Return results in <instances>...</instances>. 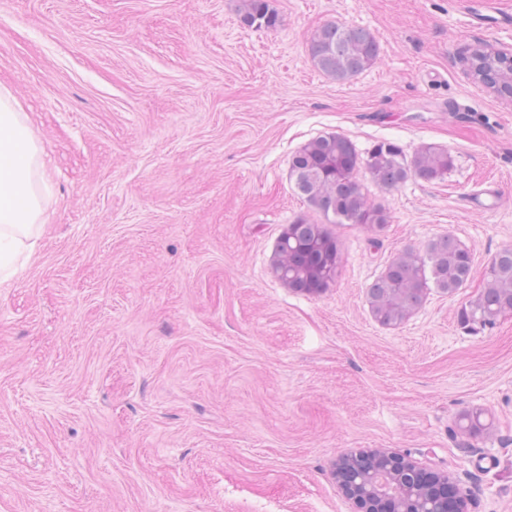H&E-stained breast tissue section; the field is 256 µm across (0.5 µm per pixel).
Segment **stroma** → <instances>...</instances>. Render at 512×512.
I'll return each instance as SVG.
<instances>
[{
	"label": "stroma",
	"mask_w": 512,
	"mask_h": 512,
	"mask_svg": "<svg viewBox=\"0 0 512 512\" xmlns=\"http://www.w3.org/2000/svg\"><path fill=\"white\" fill-rule=\"evenodd\" d=\"M268 3L273 30L239 0H0V89L48 187L39 247L0 286V512H351L333 467L355 448L453 475L466 512H512V313L457 318L512 248V99L470 68L512 27L470 24L465 0ZM330 21L380 45L343 82L308 54ZM327 133L454 165L391 191L359 173L388 222L328 225L335 279L304 294L275 244L323 222L289 165ZM448 234L469 282L377 323L368 287ZM241 21L258 28H274L279 23L278 15L269 8L267 0H241Z\"/></svg>",
	"instance_id": "1"
}]
</instances>
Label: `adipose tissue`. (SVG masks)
I'll list each match as a JSON object with an SVG mask.
<instances>
[{
    "label": "adipose tissue",
    "instance_id": "obj_1",
    "mask_svg": "<svg viewBox=\"0 0 512 512\" xmlns=\"http://www.w3.org/2000/svg\"><path fill=\"white\" fill-rule=\"evenodd\" d=\"M44 161L25 113L8 91H0V283L31 256L40 238Z\"/></svg>",
    "mask_w": 512,
    "mask_h": 512
}]
</instances>
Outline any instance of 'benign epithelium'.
I'll return each mask as SVG.
<instances>
[{
    "label": "benign epithelium",
    "instance_id": "benign-epithelium-1",
    "mask_svg": "<svg viewBox=\"0 0 512 512\" xmlns=\"http://www.w3.org/2000/svg\"><path fill=\"white\" fill-rule=\"evenodd\" d=\"M333 479L354 512H464L457 479L396 451L343 454Z\"/></svg>",
    "mask_w": 512,
    "mask_h": 512
}]
</instances>
